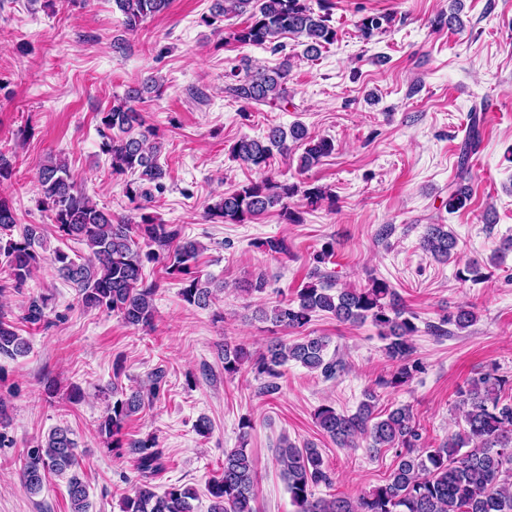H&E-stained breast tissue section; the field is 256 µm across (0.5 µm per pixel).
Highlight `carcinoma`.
Returning <instances> with one entry per match:
<instances>
[{
  "mask_svg": "<svg viewBox=\"0 0 512 512\" xmlns=\"http://www.w3.org/2000/svg\"><path fill=\"white\" fill-rule=\"evenodd\" d=\"M122 14V25L128 32L164 13L171 0H113ZM216 15L227 18L246 16L241 26L229 33L240 45L280 48L278 40L286 35L300 40L304 54L318 57L321 49L336 42V28L331 24L329 8L323 4L314 12L310 0H217ZM390 23L386 16L363 19L360 31L365 38ZM292 67L290 56H284L274 69L259 68L228 93L247 104L271 108L288 104L286 83ZM151 90L160 95L162 86L156 81L142 87H130L118 104L101 113L99 132L104 139L103 152L110 155L112 173L133 175L126 182V196L144 204L136 219L114 220L112 212L100 208L79 190L67 164L49 161L39 171L41 208L51 212L52 220L62 236L87 246L89 255L79 263L57 249L47 257L43 228L39 224L24 227L21 238H5L17 224L13 207L0 197V254L4 255L7 276L1 288L25 286L33 271L50 260L59 275L71 283L79 302L86 308H106L120 315L130 326L149 327L154 320V297L157 284L143 276L145 264H159L166 274L180 279L181 296L190 305L209 306L212 290L194 272L200 245L184 239L178 228L163 224L147 212L151 188L162 187L165 172L159 163L160 142H149L153 129L143 127L135 103ZM304 145L299 168L304 170L318 163L335 150L333 140L315 138L300 122L285 130L269 129L263 140L242 138L232 147L234 159L255 169L269 166L273 152L288 155L294 144ZM480 145L479 118L470 116L459 161V179L469 175L468 161ZM300 196L314 207L329 198L328 192L314 186L305 190L296 183L277 182L270 178L251 181L219 195L208 206L211 219L227 224H245L278 208L281 220L288 224L302 223V212L289 204ZM465 187L448 192V211L466 206ZM144 241L148 250L139 246ZM457 237L445 224H429L422 236L421 248L437 261L447 262L457 254ZM334 255V245L326 242L312 255L310 282L299 289L295 298L280 302L262 312L278 327L301 334L296 341L276 342L258 357L245 347L224 341V373L235 375L250 363L257 373L270 377L289 361L330 377L339 362L327 361L324 352L328 341L324 336L303 335L312 317L325 312L341 323L357 324L366 320L378 329L385 341V357L392 362L390 378L381 382L385 388L407 385L422 370L414 358L413 336L418 332L416 316L401 304L396 291L383 280L374 278L365 288L333 289L322 265ZM471 306H459L442 318V323L465 331L476 322ZM30 350L28 340L11 324L0 319V355L17 357ZM509 379L497 373H479L460 391L462 429L448 436L436 448L422 445V435L414 421L412 408L400 405L385 417L374 413L376 394L369 392L358 409L349 414L331 405H322L314 413L322 434L340 447L351 448L359 435L370 438V447L396 449V463L383 483L374 486L355 500L347 497H317L314 488L330 483L329 473L318 448L307 444L302 448L283 441L278 448L277 462L282 468L295 512H512V401L503 399ZM144 400L136 389L112 401V407L100 423V431L112 438V447L129 448L136 457L141 480L133 494L122 500V512H194L195 490L171 486L163 493L155 491L152 480L164 469L163 452L152 438L123 442L126 420L137 413ZM77 443L69 429L56 427L45 443L28 451L21 479L31 493L39 492L49 472L71 471L68 496L71 512H89L87 486L76 467ZM255 471L251 455L244 447L224 453L222 475L207 483L211 501L209 512H256L253 502Z\"/></svg>",
  "mask_w": 512,
  "mask_h": 512,
  "instance_id": "cac0c4a2",
  "label": "carcinoma"
}]
</instances>
